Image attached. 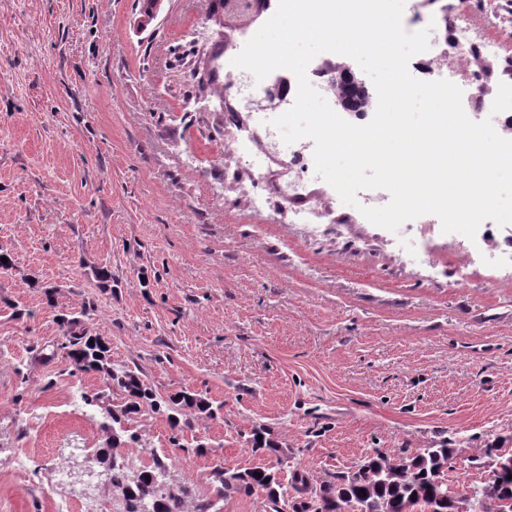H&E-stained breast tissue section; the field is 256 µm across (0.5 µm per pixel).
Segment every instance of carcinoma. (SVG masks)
Wrapping results in <instances>:
<instances>
[{"label":"carcinoma","instance_id":"cac0c4a2","mask_svg":"<svg viewBox=\"0 0 512 512\" xmlns=\"http://www.w3.org/2000/svg\"><path fill=\"white\" fill-rule=\"evenodd\" d=\"M336 98L343 108L357 111L369 107L370 96L361 95L346 84L336 82ZM95 308L60 320L62 334L52 345L50 356L70 360L80 372H96L107 378L112 397L102 393H82L84 403L112 422V444L96 454L112 487L121 495L122 512H185L187 491L166 481L167 458L153 454L151 463L137 471L128 468L123 449L141 443L140 419L149 413L167 414L171 428L169 442L182 452L200 453L204 444L184 442L183 433L192 428L193 417L216 416L210 401L200 393L180 390L162 395L142 378L138 369L112 366L110 346L103 337L87 329L83 318H91ZM252 451L274 455L278 466H255L235 472L221 464L211 471L209 494L196 505V512H212L216 501L229 492L263 496L266 512H459L471 502L468 512H512V448L490 446L471 458L477 469L496 456L499 465L489 469L491 477L483 486L471 488L446 480L453 459L448 442L426 448H403L390 453L376 450L345 472L313 486L309 477L296 468L291 482H283L279 465L283 451L270 438L268 429L255 426L248 436ZM262 477H257V474ZM365 493H359V490Z\"/></svg>","mask_w":512,"mask_h":512}]
</instances>
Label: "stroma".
<instances>
[{
    "instance_id": "1",
    "label": "stroma",
    "mask_w": 512,
    "mask_h": 512,
    "mask_svg": "<svg viewBox=\"0 0 512 512\" xmlns=\"http://www.w3.org/2000/svg\"><path fill=\"white\" fill-rule=\"evenodd\" d=\"M219 8L164 0L142 30L138 0H0V251L14 262L0 270V512L116 499L83 472L112 432L70 404L105 379L41 354L60 316L90 303L114 366L221 408L194 422L204 455L172 448L163 414L126 450L167 453L188 512L215 464L265 463L246 441L255 425L316 484L375 449L452 439L449 481L481 485L473 455L512 448V273L436 224L416 229L426 267L401 232L338 201L314 228L284 205L252 211L253 188L275 193L282 168L257 180L236 166L224 111L195 95L198 78L224 79ZM97 266L119 288H93ZM72 432L84 452H59Z\"/></svg>"
}]
</instances>
